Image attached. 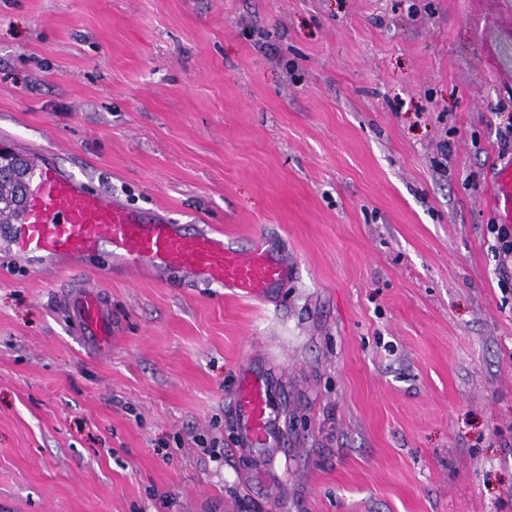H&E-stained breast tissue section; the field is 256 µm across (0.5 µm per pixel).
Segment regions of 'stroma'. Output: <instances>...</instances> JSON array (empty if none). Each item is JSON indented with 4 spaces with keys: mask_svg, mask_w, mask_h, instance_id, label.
Returning <instances> with one entry per match:
<instances>
[{
    "mask_svg": "<svg viewBox=\"0 0 512 512\" xmlns=\"http://www.w3.org/2000/svg\"><path fill=\"white\" fill-rule=\"evenodd\" d=\"M510 126L512 0H0V146L290 270L244 300L1 240L0 512H512ZM494 190L499 217L504 224L489 225L495 244L493 249L503 259L512 257V159L503 161L497 168ZM71 309L76 315V325L83 336L97 340L112 334V314L97 292L79 287L70 297ZM236 402L235 414L245 444L250 448H272L277 404L267 383L252 373L245 374L240 380Z\"/></svg>",
    "mask_w": 512,
    "mask_h": 512,
    "instance_id": "1",
    "label": "stroma"
}]
</instances>
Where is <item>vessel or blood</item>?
Listing matches in <instances>:
<instances>
[{
	"instance_id": "obj_1",
	"label": "vessel or blood",
	"mask_w": 512,
	"mask_h": 512,
	"mask_svg": "<svg viewBox=\"0 0 512 512\" xmlns=\"http://www.w3.org/2000/svg\"><path fill=\"white\" fill-rule=\"evenodd\" d=\"M494 190L499 217L511 224L512 159L498 167ZM7 231L17 253L29 259L89 256L106 244L126 265L180 270L238 297H264L288 276L287 264L262 243L244 251L225 240L222 231L190 232L167 215L144 216L106 199L49 160L42 161L23 210ZM70 302L82 335L98 340L111 335L112 314L97 292L79 288ZM235 414L248 447L272 448L277 404L262 378L251 373L241 378Z\"/></svg>"
}]
</instances>
